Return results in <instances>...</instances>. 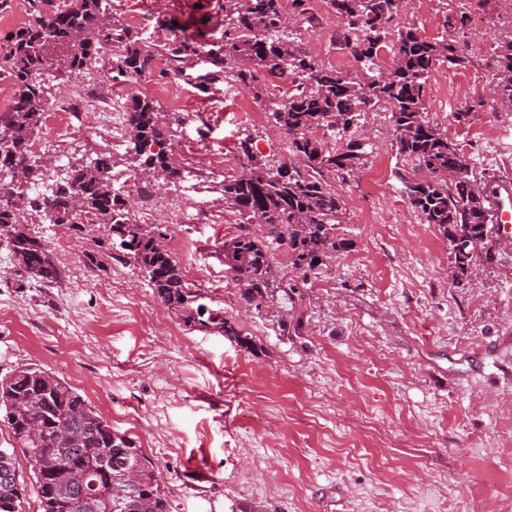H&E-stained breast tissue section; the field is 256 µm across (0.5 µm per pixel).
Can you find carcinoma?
I'll use <instances>...</instances> for the list:
<instances>
[{
    "label": "carcinoma",
    "mask_w": 512,
    "mask_h": 512,
    "mask_svg": "<svg viewBox=\"0 0 512 512\" xmlns=\"http://www.w3.org/2000/svg\"><path fill=\"white\" fill-rule=\"evenodd\" d=\"M339 21L336 37L361 64V72L326 68L295 32L313 22L309 0H224V34L220 45L206 48L188 40H169L155 52L141 34L115 20L105 21L107 0H71L68 8L40 15L0 43V75L12 80L15 102L0 113V242L31 276L55 283L61 278L54 253L32 224L71 223L73 199H79L91 224L103 229L99 251L89 265L104 266L112 257L110 240L122 239L128 262L145 278L154 294L187 326L205 325L202 305L178 262L159 247V227L134 222L128 195L112 188L104 170L126 162L136 176L148 174L175 183L185 168L167 141L180 121L162 114L147 96L130 97L126 108L130 155L122 160L103 153L89 162H75L65 177L31 198L24 192L43 173L15 180L14 171L45 168L32 152L48 107L45 71L79 76L106 53L113 78L169 74L182 77L194 57L206 54L216 67L211 78L248 87L263 103L267 79L287 72L300 81L287 101L272 109L276 127L287 138L286 155L274 162L258 155L250 140L241 143L239 173L224 177V211L246 224L259 216L266 238L239 234L224 242V258L247 304L260 305L297 291L283 287L274 267V247L288 253L292 271L303 277L349 246L338 238L344 209L334 180L352 177L365 161V143L349 135L362 112L385 106L394 119L396 153L403 165L396 171L412 208L448 241L456 280L471 278L494 261L492 209L484 182L473 176L465 156L440 128L424 116V96L434 67L448 61L469 63L456 41L432 40L394 20L402 0H329ZM497 101L512 105V39L497 47L493 84ZM320 130L340 135L330 147L315 136ZM287 169L279 175L274 167ZM0 414L7 424V446H0V512H23L27 485L19 480L17 454L34 472L32 490L41 512H171L167 493L150 460L136 442L112 425L65 380L33 365L0 375ZM140 470L144 478L134 497L116 502L122 471Z\"/></svg>",
    "instance_id": "1"
}]
</instances>
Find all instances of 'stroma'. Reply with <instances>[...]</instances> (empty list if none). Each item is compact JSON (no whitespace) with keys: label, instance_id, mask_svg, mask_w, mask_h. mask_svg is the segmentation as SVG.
Returning <instances> with one entry per match:
<instances>
[{"label":"stroma","instance_id":"1","mask_svg":"<svg viewBox=\"0 0 512 512\" xmlns=\"http://www.w3.org/2000/svg\"><path fill=\"white\" fill-rule=\"evenodd\" d=\"M119 23L161 40L220 43L224 0H108ZM465 18L464 26L447 19ZM396 26L441 32L470 62L439 63L425 117L473 174L512 177V127L488 92L498 44L512 35L504 0H405ZM196 64L181 82L182 124L169 146L187 172L158 193L154 225L199 304L252 337L186 327L120 247L88 267L97 232L66 236L61 279L42 282L0 245V372L35 364L73 386L133 438L169 495L171 512H500L512 499V245L477 281L449 277L447 241L414 212L395 172L394 121L375 107L358 124L364 165L337 183L349 246L293 296L245 309L224 265L236 229L213 223L223 169L244 140L281 158L270 107L250 91L208 82ZM464 87L449 92L451 79ZM207 90H200V83ZM260 120H248L251 112ZM180 221L169 224L167 213ZM300 330H292V322Z\"/></svg>","mask_w":512,"mask_h":512}]
</instances>
